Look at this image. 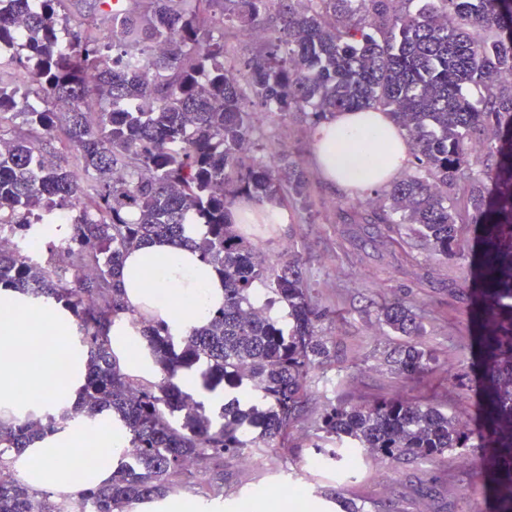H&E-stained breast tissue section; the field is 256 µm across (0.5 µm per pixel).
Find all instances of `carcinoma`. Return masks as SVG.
<instances>
[{
    "mask_svg": "<svg viewBox=\"0 0 512 512\" xmlns=\"http://www.w3.org/2000/svg\"><path fill=\"white\" fill-rule=\"evenodd\" d=\"M68 0H0V286L50 299L75 318L89 353L76 414H110L128 446L112 483L81 495L92 512H130L165 496L190 468L222 475L224 456L284 448L305 417L308 377L336 354L319 335L326 316L291 251L267 255L233 223L243 202L307 211L303 162L284 149L256 155L252 100L315 129L337 112L386 113L411 142L407 170L358 204L355 224H407L443 258L463 231L477 233L470 324L482 373L487 483L512 512V4L507 0H93L70 19ZM261 41L235 60L225 31ZM481 89L476 101L470 87ZM21 120L25 130L17 128ZM65 129L75 169L51 145ZM494 173L489 203L475 168ZM75 214L49 240L43 265L29 244ZM154 239L195 250L224 278V306L176 339L141 320L162 375L123 373L107 330L129 312L125 255ZM404 344L386 359L404 379L432 372L435 355L403 301L378 307ZM190 373L218 411L178 382ZM66 416L0 423V512H70L48 489L31 491L4 455L57 430ZM325 466L348 455L438 462L470 447L467 424L430 398L339 402L315 422Z\"/></svg>",
    "mask_w": 512,
    "mask_h": 512,
    "instance_id": "carcinoma-1",
    "label": "carcinoma"
}]
</instances>
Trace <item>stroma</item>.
<instances>
[{"label":"stroma","instance_id":"obj_1","mask_svg":"<svg viewBox=\"0 0 512 512\" xmlns=\"http://www.w3.org/2000/svg\"><path fill=\"white\" fill-rule=\"evenodd\" d=\"M253 111L264 145L279 143L300 155L315 201L313 222L289 214L287 223L270 225L261 244L269 255L287 246L300 258L305 277L328 311L319 329L335 347L336 358L323 375L310 380L306 417L294 431L289 451L269 450L257 465L225 458V493L236 501L259 488L281 497L312 495L331 502L333 512H345L347 502L361 512H497L478 435L481 377L470 367L475 240L462 238L457 255L447 260L430 254L413 237L401 247L391 244L388 225L348 223L345 212L364 200V192L333 189L319 175L311 132L303 124L271 119L259 104ZM388 300L405 302L421 317L419 341L437 358L433 373L422 382H406L385 359L402 342L377 321L379 305ZM450 369L468 374L467 389L446 381ZM398 394L434 396L449 414L468 422L470 447L451 451L434 465L355 457L345 475L326 467L309 469L317 456L313 424L326 407L340 400Z\"/></svg>","mask_w":512,"mask_h":512}]
</instances>
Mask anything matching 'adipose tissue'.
<instances>
[{
	"mask_svg": "<svg viewBox=\"0 0 512 512\" xmlns=\"http://www.w3.org/2000/svg\"><path fill=\"white\" fill-rule=\"evenodd\" d=\"M314 161L332 185L347 191L384 186L405 169L410 144L382 112H340L311 135ZM367 139L390 157L374 171L370 154L353 150ZM122 279L128 313L114 318L109 343L121 371L141 382L161 377L131 312L165 321L172 336L186 335L224 304V283L197 254L168 241H155L129 251ZM75 319L54 301H35L12 288L0 287V421L57 416L71 411L79 399L88 367V351L79 339ZM100 442L84 460L89 437ZM127 439L109 418L72 414L56 432L35 440L21 453L5 457L13 477L37 491L51 488L77 501L91 487L111 483Z\"/></svg>",
	"mask_w": 512,
	"mask_h": 512,
	"instance_id": "1",
	"label": "adipose tissue"
}]
</instances>
